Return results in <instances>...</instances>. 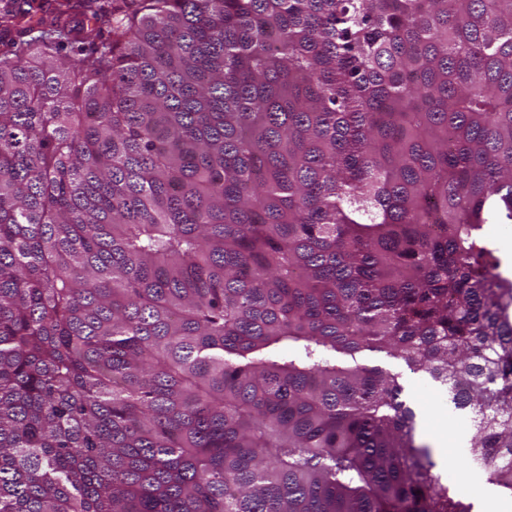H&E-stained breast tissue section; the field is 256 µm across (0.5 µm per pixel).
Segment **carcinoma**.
I'll return each instance as SVG.
<instances>
[{
  "label": "carcinoma",
  "mask_w": 512,
  "mask_h": 512,
  "mask_svg": "<svg viewBox=\"0 0 512 512\" xmlns=\"http://www.w3.org/2000/svg\"><path fill=\"white\" fill-rule=\"evenodd\" d=\"M501 218L512 0H5L0 512H474L366 351L512 495ZM363 363L378 366L401 375L404 398L417 413L418 433L422 443L433 448L434 458L441 465L443 480L455 492L474 500L479 487L488 484L487 474L478 466H469L466 448L475 434L470 419L448 405V392L422 373H412L400 361L385 353L366 352ZM448 428L447 447L439 448L437 432ZM446 447V448H445Z\"/></svg>",
  "instance_id": "1"
}]
</instances>
